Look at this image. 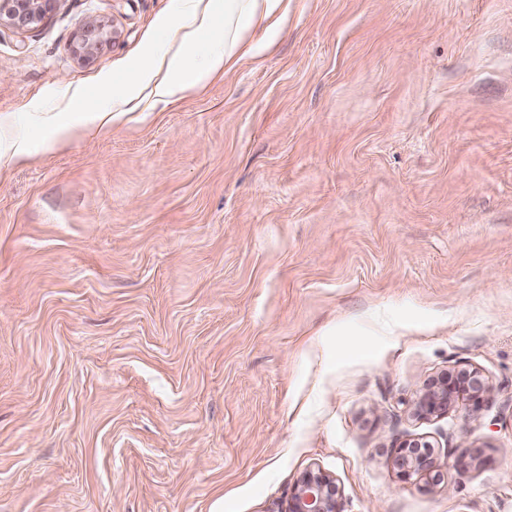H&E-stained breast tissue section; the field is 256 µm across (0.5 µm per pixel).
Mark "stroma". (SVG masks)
<instances>
[{
	"instance_id": "1",
	"label": "stroma",
	"mask_w": 512,
	"mask_h": 512,
	"mask_svg": "<svg viewBox=\"0 0 512 512\" xmlns=\"http://www.w3.org/2000/svg\"><path fill=\"white\" fill-rule=\"evenodd\" d=\"M182 2L1 24L0 113ZM460 367L482 408L412 417ZM405 438L443 484L399 480ZM312 467L341 512H512V0H289L264 55L0 174V512H286ZM107 34L105 24L98 21L89 23L77 39V52L80 55L79 57L83 60L90 58L102 42L108 40L109 37H107Z\"/></svg>"
}]
</instances>
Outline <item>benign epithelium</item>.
I'll return each mask as SVG.
<instances>
[{
	"label": "benign epithelium",
	"instance_id": "benign-epithelium-1",
	"mask_svg": "<svg viewBox=\"0 0 512 512\" xmlns=\"http://www.w3.org/2000/svg\"><path fill=\"white\" fill-rule=\"evenodd\" d=\"M55 0H0V22L28 28L40 22ZM105 24L93 21L78 36L80 58H90L105 41ZM491 392V386L476 369L443 372L428 380L416 392L410 414L417 419L442 418L458 402L466 401L477 411ZM392 464L402 481L423 480L428 485L442 482L431 444L406 439L393 449ZM340 489L336 480L320 468L303 471L294 481L287 512H340Z\"/></svg>",
	"mask_w": 512,
	"mask_h": 512
}]
</instances>
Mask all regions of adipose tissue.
Here are the masks:
<instances>
[{
	"instance_id": "adipose-tissue-1",
	"label": "adipose tissue",
	"mask_w": 512,
	"mask_h": 512,
	"mask_svg": "<svg viewBox=\"0 0 512 512\" xmlns=\"http://www.w3.org/2000/svg\"><path fill=\"white\" fill-rule=\"evenodd\" d=\"M268 20L262 38H254L256 19ZM288 22V0H186L184 12L165 18L161 27L169 45L164 53L147 50L125 76L105 77L102 92L111 99L108 112L90 107L81 87H65V103L55 112H33L35 128L27 134L12 114H0V171L50 150L75 135L96 137L110 132L113 113L149 93L157 102H175L189 91L224 76L243 57L272 43Z\"/></svg>"
}]
</instances>
